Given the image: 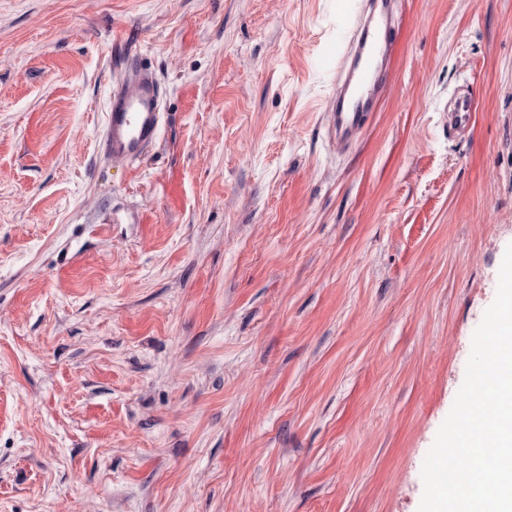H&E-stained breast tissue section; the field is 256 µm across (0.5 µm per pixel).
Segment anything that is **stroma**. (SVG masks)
Masks as SVG:
<instances>
[{
  "mask_svg": "<svg viewBox=\"0 0 512 512\" xmlns=\"http://www.w3.org/2000/svg\"><path fill=\"white\" fill-rule=\"evenodd\" d=\"M354 4L0 0V512H418L512 245V0H400L340 153ZM130 51L165 118L127 165ZM395 0H362L338 27L333 64L336 93L327 113L337 152L350 149L376 111L394 50ZM162 88L156 74L135 54L124 60V75L112 88L104 114L101 152L112 162L145 157L159 138ZM475 108L469 92L456 94L453 108L448 112V133L460 135L468 132L472 126Z\"/></svg>",
  "mask_w": 512,
  "mask_h": 512,
  "instance_id": "35a3bbf8",
  "label": "stroma"
}]
</instances>
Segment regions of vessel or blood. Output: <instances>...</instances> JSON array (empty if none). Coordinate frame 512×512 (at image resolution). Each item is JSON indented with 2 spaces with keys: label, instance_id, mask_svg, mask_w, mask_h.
I'll list each match as a JSON object with an SVG mask.
<instances>
[{
  "label": "vessel or blood",
  "instance_id": "vessel-or-blood-1",
  "mask_svg": "<svg viewBox=\"0 0 512 512\" xmlns=\"http://www.w3.org/2000/svg\"><path fill=\"white\" fill-rule=\"evenodd\" d=\"M395 21L396 0H361L356 11L341 18L332 56L336 93L327 113L337 151L350 149L378 106L389 79ZM161 106L162 88L156 74L140 65L135 54H128L104 114V157L115 162L145 157L159 138ZM474 113L470 93L457 94L448 114L449 133L468 132Z\"/></svg>",
  "mask_w": 512,
  "mask_h": 512
}]
</instances>
